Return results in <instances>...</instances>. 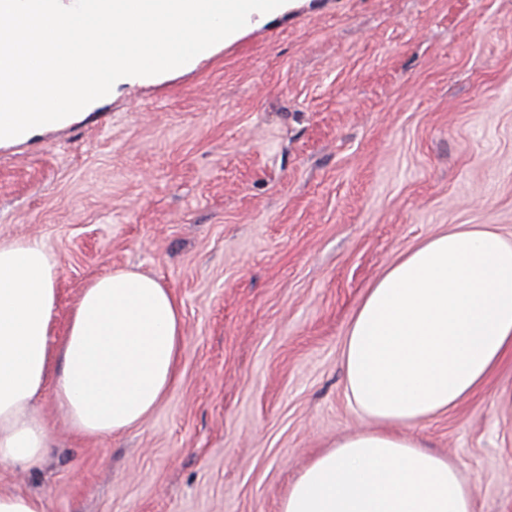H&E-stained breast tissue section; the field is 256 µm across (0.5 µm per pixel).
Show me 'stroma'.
Listing matches in <instances>:
<instances>
[{"mask_svg": "<svg viewBox=\"0 0 512 512\" xmlns=\"http://www.w3.org/2000/svg\"><path fill=\"white\" fill-rule=\"evenodd\" d=\"M456 224L512 240V0H306L192 70L0 148V237L56 254L61 337L119 267L181 306L179 378L117 438L73 432L0 487L47 512H279L362 421L341 348L365 290ZM512 512V360L417 429Z\"/></svg>", "mask_w": 512, "mask_h": 512, "instance_id": "1", "label": "stroma"}]
</instances>
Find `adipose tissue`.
Listing matches in <instances>:
<instances>
[{"label":"adipose tissue","instance_id":"1","mask_svg":"<svg viewBox=\"0 0 512 512\" xmlns=\"http://www.w3.org/2000/svg\"><path fill=\"white\" fill-rule=\"evenodd\" d=\"M58 265L42 240L0 238V463L32 469L52 448L34 407L46 388L78 435L105 439L142 424L177 380L182 312L141 272L89 282L52 343ZM510 358L512 241L458 224L404 252L342 344L347 397L367 426L314 457L280 512H475V484L414 430Z\"/></svg>","mask_w":512,"mask_h":512}]
</instances>
